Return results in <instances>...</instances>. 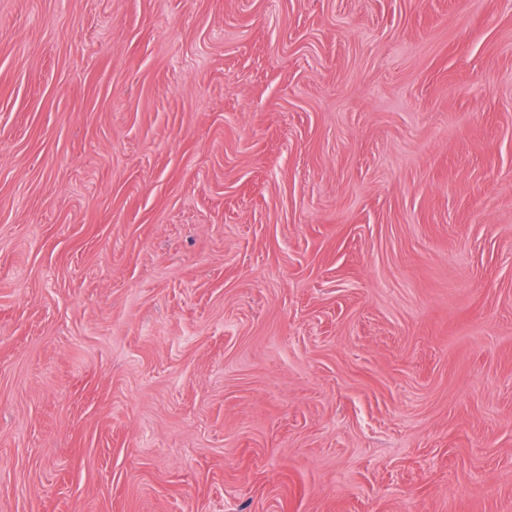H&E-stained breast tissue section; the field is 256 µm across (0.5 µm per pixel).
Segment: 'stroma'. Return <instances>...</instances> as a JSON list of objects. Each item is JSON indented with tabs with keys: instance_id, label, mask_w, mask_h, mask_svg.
I'll return each instance as SVG.
<instances>
[{
	"instance_id": "35a3bbf8",
	"label": "stroma",
	"mask_w": 512,
	"mask_h": 512,
	"mask_svg": "<svg viewBox=\"0 0 512 512\" xmlns=\"http://www.w3.org/2000/svg\"><path fill=\"white\" fill-rule=\"evenodd\" d=\"M0 512H512V0H0Z\"/></svg>"
}]
</instances>
